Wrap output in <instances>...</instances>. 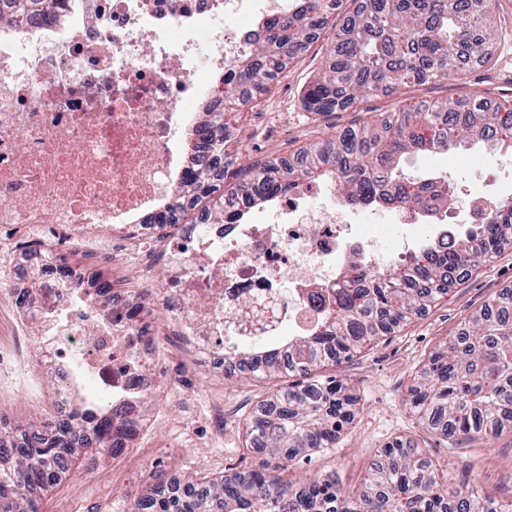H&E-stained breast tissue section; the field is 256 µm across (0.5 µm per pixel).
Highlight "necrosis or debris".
I'll return each instance as SVG.
<instances>
[{
	"label": "necrosis or debris",
	"mask_w": 512,
	"mask_h": 512,
	"mask_svg": "<svg viewBox=\"0 0 512 512\" xmlns=\"http://www.w3.org/2000/svg\"><path fill=\"white\" fill-rule=\"evenodd\" d=\"M290 4L56 0L50 13L0 17V395L16 373H49L54 417L79 442L128 454L161 346L219 374L242 344L287 354V336L319 332L360 273L407 267L426 233L447 247L502 199L489 172L461 205L390 206L404 231L389 241L327 177L300 180L252 222L240 194L225 208L232 224L207 212L170 233L149 223L177 205L198 155L184 120L199 103L224 108L213 77L246 51L239 18ZM71 252L85 262L66 263Z\"/></svg>",
	"instance_id": "necrosis-or-debris-1"
}]
</instances>
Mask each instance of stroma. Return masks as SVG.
Returning a JSON list of instances; mask_svg holds the SVG:
<instances>
[{
	"label": "stroma",
	"instance_id": "35a3bbf8",
	"mask_svg": "<svg viewBox=\"0 0 512 512\" xmlns=\"http://www.w3.org/2000/svg\"><path fill=\"white\" fill-rule=\"evenodd\" d=\"M491 27L493 38L487 54L465 71L466 91L493 102L511 100L512 0H493ZM332 36V29H325L309 50L279 75L269 93L228 114L227 121L235 132L226 146L228 153H235L239 146L238 132L249 130L260 157L274 159V152L264 147L262 133L266 113L276 111L275 100L282 95L288 98V129L282 141L293 152L338 131L391 118L397 98L434 103L458 93L451 82L433 81L373 96L350 109L314 119L304 106L303 96L326 69ZM405 168L417 174L449 173L462 188L476 184L486 169L494 168L503 184L512 185V158L487 153L478 145L412 155L406 159ZM511 291L509 249L480 263L465 283L450 288L395 333L361 348L338 366L322 368V375L342 379L357 394L356 417L341 432L335 447L318 449L289 464L281 471L283 479L298 483L310 477L332 476L353 489L362 485L383 448L403 440L424 448L432 463H449L454 478L461 476L468 464H476L486 491L500 502L512 501V427L491 440L464 442L432 430L407 402L408 389L429 355L444 347L487 301ZM179 371L166 350H159L156 373L164 383L143 407L148 426L137 439L135 451L117 458L103 455L93 463L84 457L76 459L68 471L59 473L39 492L40 512H122L130 496L155 485L159 469L171 477L193 480L248 469H277L276 459L247 449L245 425L260 401L274 390L301 382V375L222 378L207 366L196 365L187 377H181L180 384H170V377L180 376ZM13 386L14 396L0 398V426L12 429L47 421L48 412L28 406L26 398L38 389L50 393L51 376H42L36 385L18 374ZM217 396L237 403L238 411L234 423L225 425L222 439L214 441L206 421Z\"/></svg>",
	"mask_w": 512,
	"mask_h": 512
}]
</instances>
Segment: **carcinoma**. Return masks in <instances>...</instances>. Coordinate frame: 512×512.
Segmentation results:
<instances>
[{
  "mask_svg": "<svg viewBox=\"0 0 512 512\" xmlns=\"http://www.w3.org/2000/svg\"><path fill=\"white\" fill-rule=\"evenodd\" d=\"M51 0H0L13 14L27 6H49ZM342 0H295L294 10L261 23L262 37L224 74V105L238 104L237 90L248 99L262 94L288 63L306 52L325 28ZM491 0H360L335 34L328 70L304 94L307 111L321 115L342 111L369 95L400 86L462 74L464 54L485 55L481 29L490 22ZM400 118L384 124V136L367 123L327 137L293 153L282 168L272 162L251 172L232 171L224 156V113L209 112L205 125L212 145L183 178L184 193L176 208L153 216L155 224H177L180 216L208 208L210 196L219 201L249 193L260 206L285 194L301 178L315 175L336 179V189L352 206L396 201L430 210L448 205L452 178L429 176L434 192L403 183L404 157L448 151L468 143L512 153V104L479 112L466 93L437 105L400 99ZM478 248L470 236L454 240L444 256L427 265L379 275L363 274L357 285L339 295L336 315L316 336L291 343L295 368L275 356L255 365L258 374L272 376L296 371L310 373L327 364L349 360L364 344L394 333L428 303L462 282L482 259L512 248V201L500 200L488 212ZM408 401L432 428L447 437L497 435L512 423V297L499 296L485 306L468 327L434 352L410 387ZM355 398L335 377L309 381L274 391L246 425L250 449L285 462L336 444L340 431L354 418ZM105 445L72 446L42 441L38 429L28 443L16 447L0 435V512H37L36 491L52 483V463L61 454L67 464L98 455ZM156 488L130 497L133 512H512L493 501L469 469L450 481L433 467L422 449L396 442L373 463L358 491L341 487L336 478H311L297 487L264 469L220 479L184 481L157 474ZM174 488L160 498L157 488Z\"/></svg>",
  "mask_w": 512,
  "mask_h": 512,
  "instance_id": "cac0c4a2",
  "label": "carcinoma"
}]
</instances>
